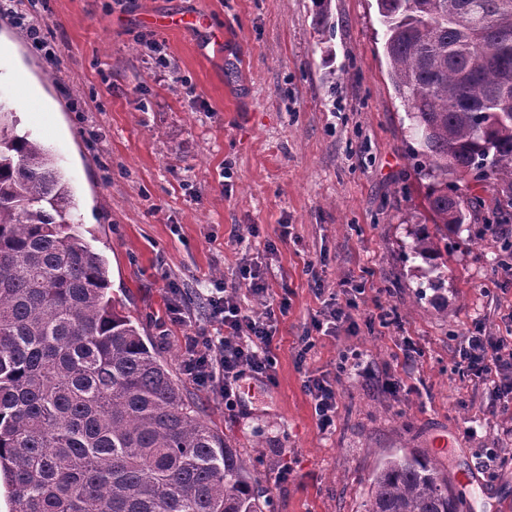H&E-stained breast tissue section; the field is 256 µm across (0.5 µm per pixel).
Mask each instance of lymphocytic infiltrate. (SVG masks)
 <instances>
[{
    "mask_svg": "<svg viewBox=\"0 0 512 512\" xmlns=\"http://www.w3.org/2000/svg\"><path fill=\"white\" fill-rule=\"evenodd\" d=\"M243 288L260 301L269 296L259 269L245 264L238 268L233 280L214 282L207 289L203 295L204 317L191 313L178 295H171L166 304L168 321L183 330L186 377L220 397L225 410L231 413L238 407L245 378L274 381L275 315L288 309L284 302L260 314L244 309L238 299ZM458 367L463 375L488 384L493 402L512 401V342L505 337L470 332L464 339ZM303 388L314 404L320 428L333 426L340 405L335 381L308 372Z\"/></svg>",
    "mask_w": 512,
    "mask_h": 512,
    "instance_id": "obj_1",
    "label": "lymphocytic infiltrate"
}]
</instances>
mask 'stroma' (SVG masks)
<instances>
[{
	"label": "stroma",
	"instance_id": "obj_1",
	"mask_svg": "<svg viewBox=\"0 0 512 512\" xmlns=\"http://www.w3.org/2000/svg\"><path fill=\"white\" fill-rule=\"evenodd\" d=\"M42 45L0 15V100L48 147L112 295L138 318L188 401L250 457L273 512H365L378 461L409 447L438 459L460 512H512V436L485 385L462 376L467 331L512 336L500 244L473 238L478 207L431 263L412 253L428 213L412 121L383 53L375 0H40ZM204 15L208 27L170 25ZM163 44L169 68L146 40ZM56 55L48 65L46 51ZM25 74L44 108L21 104ZM246 224L258 227L242 237ZM258 262L278 316L274 382L246 381L234 413L184 375L182 330L160 324L169 284L202 310L203 288ZM353 303V332L326 336L324 301ZM395 317L384 328L380 315ZM167 338H160V331ZM311 335L305 361L299 337ZM401 380L367 384L341 358ZM338 379L317 424L302 370ZM500 451L487 465L485 449ZM290 466L281 479L282 466Z\"/></svg>",
	"mask_w": 512,
	"mask_h": 512
}]
</instances>
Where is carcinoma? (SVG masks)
I'll use <instances>...</instances> for the list:
<instances>
[{"label":"carcinoma","instance_id":"1","mask_svg":"<svg viewBox=\"0 0 512 512\" xmlns=\"http://www.w3.org/2000/svg\"><path fill=\"white\" fill-rule=\"evenodd\" d=\"M389 77L431 179L439 258L492 181L512 208V0H376ZM56 158L0 102V477L11 512H267L248 460L185 399L138 323L117 309ZM365 512H459L439 461L409 449L373 471Z\"/></svg>","mask_w":512,"mask_h":512}]
</instances>
